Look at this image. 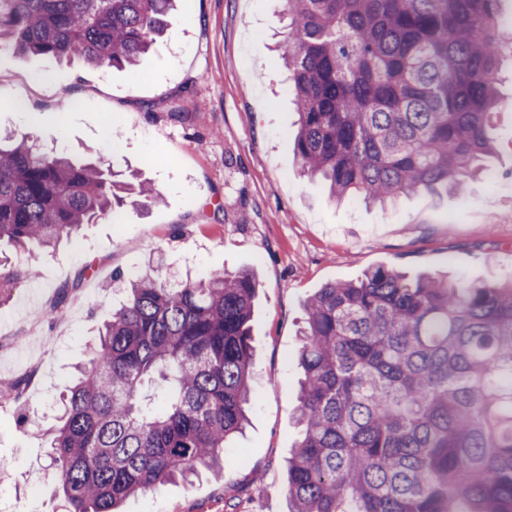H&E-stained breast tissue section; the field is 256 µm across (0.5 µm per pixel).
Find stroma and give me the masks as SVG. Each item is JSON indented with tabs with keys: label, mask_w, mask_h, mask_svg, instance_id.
<instances>
[{
	"label": "stroma",
	"mask_w": 512,
	"mask_h": 512,
	"mask_svg": "<svg viewBox=\"0 0 512 512\" xmlns=\"http://www.w3.org/2000/svg\"><path fill=\"white\" fill-rule=\"evenodd\" d=\"M283 26L278 0H178L169 34L131 70L0 46V87L16 92L0 97L1 134L32 135L77 164L104 161L163 195L83 225L49 251L0 246L5 264L34 269L0 285V512H64L46 448L55 400L130 277L251 269L260 287L248 423L223 472L129 498L124 512H288L300 327L326 283L379 266L512 280V45L501 51L503 105L477 189L419 192L382 209L334 202L300 174L296 105L276 50ZM180 108L188 119L176 117ZM49 308L53 317L37 318ZM17 380L18 399L9 393Z\"/></svg>",
	"instance_id": "1"
}]
</instances>
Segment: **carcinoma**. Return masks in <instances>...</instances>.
Instances as JSON below:
<instances>
[{
    "instance_id": "obj_1",
    "label": "carcinoma",
    "mask_w": 512,
    "mask_h": 512,
    "mask_svg": "<svg viewBox=\"0 0 512 512\" xmlns=\"http://www.w3.org/2000/svg\"><path fill=\"white\" fill-rule=\"evenodd\" d=\"M303 172L386 207L470 192L493 150L498 0H281ZM174 0H0V43L133 69ZM159 192L0 140V243L52 247ZM258 282H130L62 398L48 453L65 512L217 471L242 433ZM290 512H512V281L371 269L306 302Z\"/></svg>"
}]
</instances>
